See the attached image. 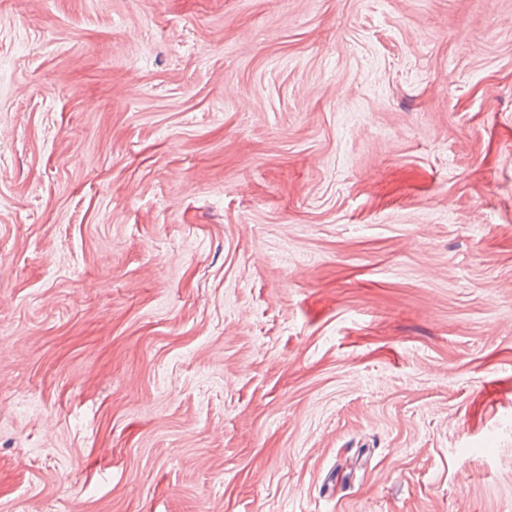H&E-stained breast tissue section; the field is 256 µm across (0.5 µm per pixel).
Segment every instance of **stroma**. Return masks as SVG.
Instances as JSON below:
<instances>
[{
	"label": "stroma",
	"mask_w": 512,
	"mask_h": 512,
	"mask_svg": "<svg viewBox=\"0 0 512 512\" xmlns=\"http://www.w3.org/2000/svg\"><path fill=\"white\" fill-rule=\"evenodd\" d=\"M0 512H512V0H0Z\"/></svg>",
	"instance_id": "1"
}]
</instances>
